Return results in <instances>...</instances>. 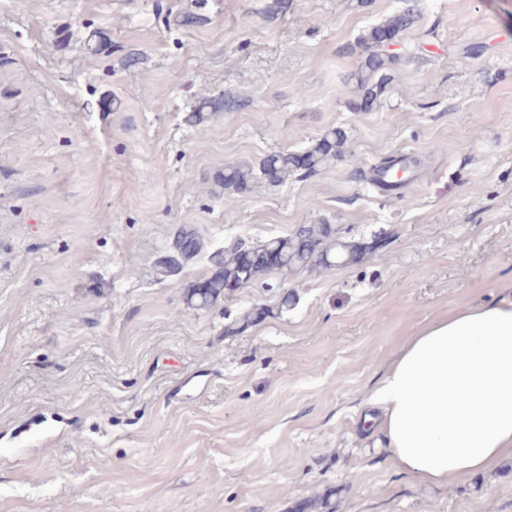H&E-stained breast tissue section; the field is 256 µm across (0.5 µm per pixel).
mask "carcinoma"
<instances>
[{"label": "carcinoma", "instance_id": "obj_1", "mask_svg": "<svg viewBox=\"0 0 512 512\" xmlns=\"http://www.w3.org/2000/svg\"><path fill=\"white\" fill-rule=\"evenodd\" d=\"M202 6L192 0L188 11L166 24L176 27L187 26L203 21L199 13ZM420 17L419 3L414 0L398 13L372 25L358 37V45L365 56L357 73L358 97L352 104L354 112H368L377 102L388 84L392 81V56L384 54L385 47L412 27ZM233 108L224 96H202L195 108L185 118L190 125H200L209 112H222ZM346 132L332 128L324 133L312 146L301 152H279L265 157L255 168L251 165H228L219 180L228 195H237L250 190L258 179L272 185H280L301 175L318 172L343 153ZM172 249L190 262L203 252L204 243L191 230H182L174 238ZM251 254L244 258L241 247L235 245L217 249L208 255L211 270L201 277L207 287L188 286L185 293L187 304L199 310L209 309L224 298L227 287L235 285L248 288L266 275L279 271L285 274L313 269L330 268L331 263L349 265L357 262L363 254L361 247L353 242L337 237L336 229L330 224H302L291 235L249 246ZM275 253L281 259L280 268H274L269 254Z\"/></svg>", "mask_w": 512, "mask_h": 512}]
</instances>
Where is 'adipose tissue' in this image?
I'll return each instance as SVG.
<instances>
[{"mask_svg": "<svg viewBox=\"0 0 512 512\" xmlns=\"http://www.w3.org/2000/svg\"><path fill=\"white\" fill-rule=\"evenodd\" d=\"M400 469L445 486L512 456V297L410 336L368 399Z\"/></svg>", "mask_w": 512, "mask_h": 512, "instance_id": "obj_1", "label": "adipose tissue"}]
</instances>
